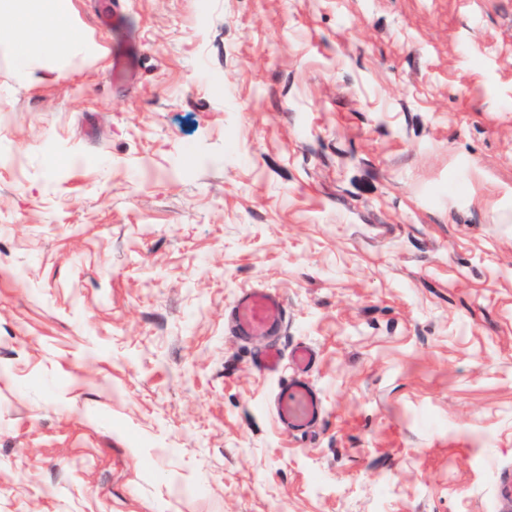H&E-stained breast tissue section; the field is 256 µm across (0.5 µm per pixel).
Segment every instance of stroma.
<instances>
[{
    "mask_svg": "<svg viewBox=\"0 0 512 512\" xmlns=\"http://www.w3.org/2000/svg\"><path fill=\"white\" fill-rule=\"evenodd\" d=\"M72 3L107 57L0 49V512H494L512 0ZM254 288L318 351L309 433L225 332ZM138 65V55L134 48L128 47L123 52L112 55L110 76L113 84H125L132 77Z\"/></svg>",
    "mask_w": 512,
    "mask_h": 512,
    "instance_id": "obj_1",
    "label": "stroma"
}]
</instances>
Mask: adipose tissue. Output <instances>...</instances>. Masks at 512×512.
I'll return each mask as SVG.
<instances>
[{"label":"adipose tissue","mask_w":512,"mask_h":512,"mask_svg":"<svg viewBox=\"0 0 512 512\" xmlns=\"http://www.w3.org/2000/svg\"><path fill=\"white\" fill-rule=\"evenodd\" d=\"M0 32L18 81L36 80L38 70L63 74L68 62L96 60L101 46L82 27L72 0H0Z\"/></svg>","instance_id":"ef3b65f1"}]
</instances>
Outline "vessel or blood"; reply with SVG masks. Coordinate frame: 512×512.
Segmentation results:
<instances>
[{"label": "vessel or blood", "instance_id": "1", "mask_svg": "<svg viewBox=\"0 0 512 512\" xmlns=\"http://www.w3.org/2000/svg\"><path fill=\"white\" fill-rule=\"evenodd\" d=\"M137 65L138 55L134 48L113 54L110 70L113 83L125 84ZM286 315L285 302L277 292L251 289L235 299L229 311V321L236 336H277L283 331ZM284 359L288 360L292 372L279 384L273 411L279 424L305 433L323 416L322 400L309 380L317 363V353L305 343L296 345L285 358L272 348L261 356L259 366L265 371H275Z\"/></svg>", "mask_w": 512, "mask_h": 512}]
</instances>
